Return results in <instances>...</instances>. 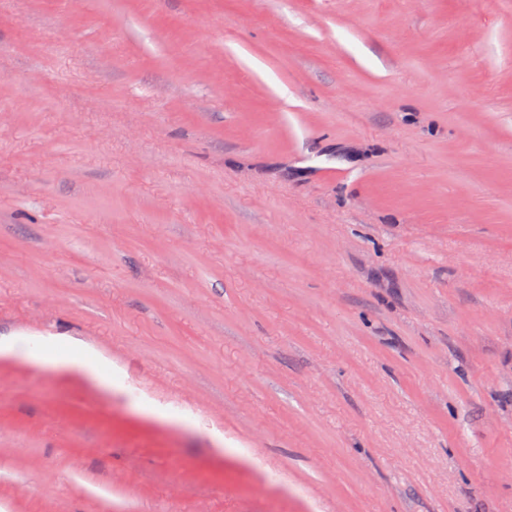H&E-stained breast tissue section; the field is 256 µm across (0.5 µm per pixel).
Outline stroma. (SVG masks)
<instances>
[{"label": "stroma", "instance_id": "35a3bbf8", "mask_svg": "<svg viewBox=\"0 0 512 512\" xmlns=\"http://www.w3.org/2000/svg\"><path fill=\"white\" fill-rule=\"evenodd\" d=\"M13 334L0 512H512V0H0ZM28 344L29 338L27 336L0 337V357L10 358L18 354H27L37 364L81 372L102 387L111 390L112 377L102 373L101 356L96 351L89 348H80L74 353L56 355H48L47 353L31 354L27 352Z\"/></svg>", "mask_w": 512, "mask_h": 512}]
</instances>
